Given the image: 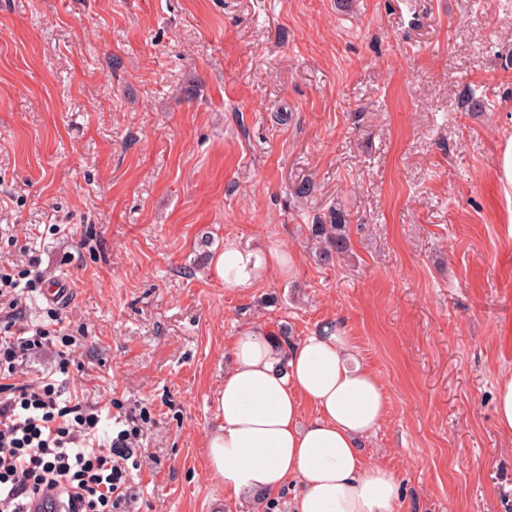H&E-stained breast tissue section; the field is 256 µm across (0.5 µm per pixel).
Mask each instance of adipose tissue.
<instances>
[{"instance_id":"ef3b65f1","label":"adipose tissue","mask_w":512,"mask_h":512,"mask_svg":"<svg viewBox=\"0 0 512 512\" xmlns=\"http://www.w3.org/2000/svg\"><path fill=\"white\" fill-rule=\"evenodd\" d=\"M213 265L226 287L248 294L268 272L291 269L293 257L228 238ZM305 402L315 410L307 419ZM387 407L383 383L360 362L340 323L285 352L259 331L244 332L224 376L220 423L204 444L209 469L238 498L297 481L289 512H399L398 477L367 464L360 449Z\"/></svg>"}]
</instances>
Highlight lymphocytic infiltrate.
<instances>
[{"mask_svg":"<svg viewBox=\"0 0 512 512\" xmlns=\"http://www.w3.org/2000/svg\"><path fill=\"white\" fill-rule=\"evenodd\" d=\"M46 346L56 350V377L13 383L19 361ZM80 346L55 315L0 333V512H31L34 496L47 489L58 491L68 512H125L133 497L134 449L150 413L100 438L99 409L65 394L57 380Z\"/></svg>","mask_w":512,"mask_h":512,"instance_id":"f902f5d3","label":"lymphocytic infiltrate"}]
</instances>
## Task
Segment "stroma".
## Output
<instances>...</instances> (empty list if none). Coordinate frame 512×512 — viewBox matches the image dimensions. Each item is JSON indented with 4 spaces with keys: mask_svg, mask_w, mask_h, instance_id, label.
I'll use <instances>...</instances> for the list:
<instances>
[{
    "mask_svg": "<svg viewBox=\"0 0 512 512\" xmlns=\"http://www.w3.org/2000/svg\"><path fill=\"white\" fill-rule=\"evenodd\" d=\"M510 136L512 0H0V265L68 282L20 318L82 337L67 388L150 408L129 512H267L204 454L234 341L336 319L385 385L361 448L401 512H512ZM228 237L293 267L240 295ZM496 175L507 202L508 221L512 223V136L501 144L496 160ZM311 225V238L315 244L314 256L323 264L333 263L334 257L347 249L346 224ZM496 418L500 431L512 437V374L503 376L498 383Z\"/></svg>",
    "mask_w": 512,
    "mask_h": 512,
    "instance_id": "35a3bbf8",
    "label": "stroma"
}]
</instances>
